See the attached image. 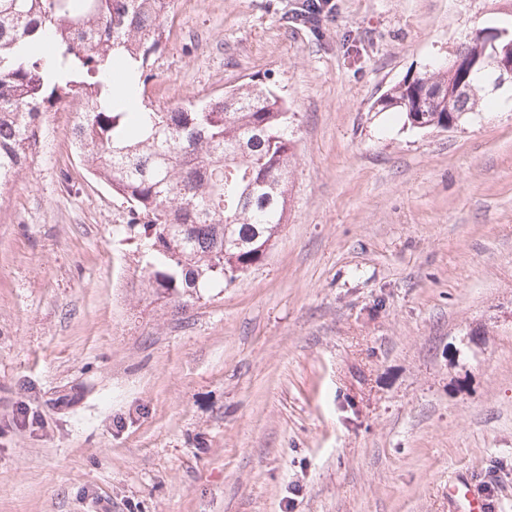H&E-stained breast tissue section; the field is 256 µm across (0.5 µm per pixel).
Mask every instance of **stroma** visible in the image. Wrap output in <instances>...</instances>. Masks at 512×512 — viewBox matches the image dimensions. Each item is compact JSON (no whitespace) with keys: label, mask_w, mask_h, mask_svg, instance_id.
Segmentation results:
<instances>
[{"label":"stroma","mask_w":512,"mask_h":512,"mask_svg":"<svg viewBox=\"0 0 512 512\" xmlns=\"http://www.w3.org/2000/svg\"><path fill=\"white\" fill-rule=\"evenodd\" d=\"M173 0L144 100L253 80L295 142L288 221L234 282L148 288L77 107L0 191V512H512V111L375 100L512 0ZM450 512H490L491 504L471 475L458 473L448 481Z\"/></svg>","instance_id":"obj_1"}]
</instances>
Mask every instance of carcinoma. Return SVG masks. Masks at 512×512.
Masks as SVG:
<instances>
[{"label": "carcinoma", "mask_w": 512, "mask_h": 512, "mask_svg": "<svg viewBox=\"0 0 512 512\" xmlns=\"http://www.w3.org/2000/svg\"><path fill=\"white\" fill-rule=\"evenodd\" d=\"M171 0H0V187L25 167L39 119L76 102L74 151L128 205V230L151 240L148 287L168 292L231 281L260 262L286 222L295 147L288 109L247 82L197 107L132 109L112 94L113 60L132 59L149 79ZM484 75L435 68L389 90L391 104L419 129L448 121L449 90L464 82L477 110Z\"/></svg>", "instance_id": "cac0c4a2"}]
</instances>
